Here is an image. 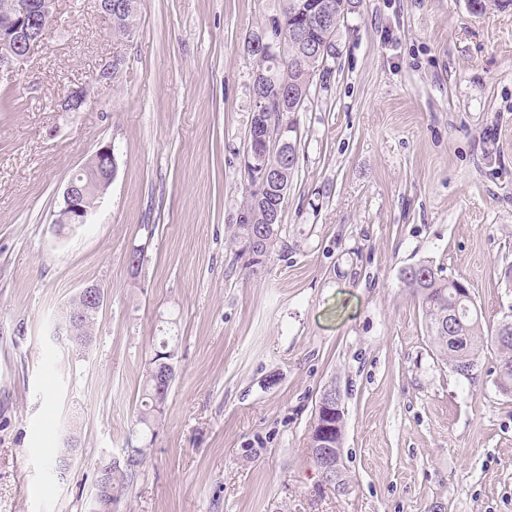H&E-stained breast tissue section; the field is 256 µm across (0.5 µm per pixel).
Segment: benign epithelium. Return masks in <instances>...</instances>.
Masks as SVG:
<instances>
[{"label":"benign epithelium","instance_id":"7a95c632","mask_svg":"<svg viewBox=\"0 0 512 512\" xmlns=\"http://www.w3.org/2000/svg\"><path fill=\"white\" fill-rule=\"evenodd\" d=\"M54 4L55 0H13L10 14L0 19V75L12 74L27 62L31 50L42 41L55 18ZM347 13L346 9L334 12V5L330 0H319L312 6L313 18L322 27L324 41H330L338 30L341 19ZM89 101L90 92L87 87H73L58 102V111L81 112ZM115 171L114 146L110 143L99 146L89 161L65 184L63 202L54 220L58 229H73L87 223L91 210L84 206V198L93 196L102 199L112 184ZM255 179L263 189L276 188L279 197L270 211L271 216H276L287 191L280 183V174L275 169H263L256 174ZM78 295L96 310L102 309L106 300L105 289L97 283L83 286ZM318 405L321 407L325 423L312 435L311 456L315 459L324 481L336 487V491L340 493L342 488L336 479L340 452L331 447L329 442L333 430L332 420L344 413L340 392L326 391L319 398Z\"/></svg>","mask_w":512,"mask_h":512}]
</instances>
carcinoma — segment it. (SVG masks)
Returning <instances> with one entry per match:
<instances>
[{
    "label": "carcinoma",
    "mask_w": 512,
    "mask_h": 512,
    "mask_svg": "<svg viewBox=\"0 0 512 512\" xmlns=\"http://www.w3.org/2000/svg\"><path fill=\"white\" fill-rule=\"evenodd\" d=\"M297 2L299 0H283L280 17L274 19L281 29L280 45L284 50L280 58L284 59V62L274 66L267 52H252L257 69L270 74L272 83L275 84L268 97L283 95L288 98L290 107L298 102L300 95L310 94L315 77L313 60L301 53L293 37L296 19L292 15V5ZM135 14L134 8L129 11L123 8L113 10V35L122 38L129 36ZM287 126L291 133V145L287 146L286 162H281L278 152L268 150L260 143L253 148L251 165L244 168L243 202L238 211L243 220L230 225V244L236 247V257L248 256L250 265L261 263V258L266 256L280 239L281 220L268 223V196L255 190L254 172L266 166L280 165L286 169L285 180L291 179L298 159L297 127L292 119L287 122ZM403 282L418 297L428 336L450 371L468 380L473 378L481 352L485 346L492 343L500 353L497 386L503 393L512 394V339H500L504 326L502 322L498 324L491 337L484 335L480 313L468 286L461 281L447 279L438 269L421 263L408 267V275L403 277ZM76 313L81 316V329L70 336V339L74 344L83 346L92 341L98 313L74 300L63 312L65 327L72 326ZM153 370L152 362L145 367L143 397L136 415L137 424L151 433L165 411L171 389L169 384L162 386L157 383ZM142 455V449L134 448L128 454L121 470L110 462L100 464L98 471L106 472V483L98 484L99 499L96 500L95 512H112V502L125 489L126 482L133 472L142 465Z\"/></svg>",
    "instance_id": "carcinoma-1"
}]
</instances>
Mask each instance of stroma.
Masks as SVG:
<instances>
[{
  "instance_id": "obj_1",
  "label": "stroma",
  "mask_w": 512,
  "mask_h": 512,
  "mask_svg": "<svg viewBox=\"0 0 512 512\" xmlns=\"http://www.w3.org/2000/svg\"><path fill=\"white\" fill-rule=\"evenodd\" d=\"M280 10L139 0L119 40L95 0H57L0 78V512H88L100 462L134 445L114 512H512L499 353L485 347L473 379L450 373L401 280L429 264L469 286L485 331L512 316V4L354 0L297 114L282 242L250 267L226 242L252 116L245 38ZM78 85L90 105L58 111ZM105 143L108 192L58 234L64 185ZM91 282L108 295L82 350L61 315ZM163 336L177 374L149 443L135 416ZM330 385L342 494L309 455ZM66 434L79 450L60 477Z\"/></svg>"
}]
</instances>
